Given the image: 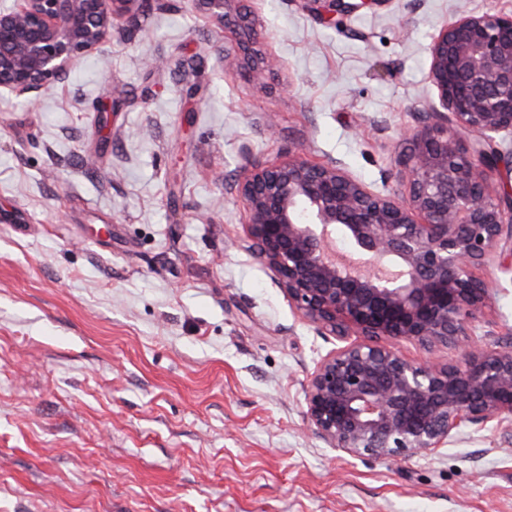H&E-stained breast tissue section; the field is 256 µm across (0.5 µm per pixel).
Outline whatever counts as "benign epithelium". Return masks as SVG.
<instances>
[{
	"instance_id": "obj_1",
	"label": "benign epithelium",
	"mask_w": 512,
	"mask_h": 512,
	"mask_svg": "<svg viewBox=\"0 0 512 512\" xmlns=\"http://www.w3.org/2000/svg\"><path fill=\"white\" fill-rule=\"evenodd\" d=\"M155 0H21L0 9V93L38 95L65 81L82 59L112 42L114 18ZM219 24L231 0H187ZM428 79L440 112L403 134L395 162L406 194L372 192L334 164L299 154L245 171L246 250L319 331L358 336L326 354L306 393V416L350 457L429 455L469 425L512 427V347L488 350L468 323L489 288L473 275L512 258V193L492 195L494 172L512 178V14H463L429 47ZM366 266L341 265L327 240L336 231ZM453 343L454 364L414 362L388 340Z\"/></svg>"
}]
</instances>
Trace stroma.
I'll return each instance as SVG.
<instances>
[{"label":"stroma","mask_w":512,"mask_h":512,"mask_svg":"<svg viewBox=\"0 0 512 512\" xmlns=\"http://www.w3.org/2000/svg\"><path fill=\"white\" fill-rule=\"evenodd\" d=\"M130 11L34 102L0 95V512H512V435L357 459L308 422L321 335L242 248L244 169L297 152L405 191L394 150L438 111L429 45L512 0H185ZM250 43L268 67L224 65ZM123 103L100 123L113 87ZM471 321L512 340V271ZM233 0H187L190 8L204 14L219 24L224 22V10Z\"/></svg>","instance_id":"stroma-1"}]
</instances>
